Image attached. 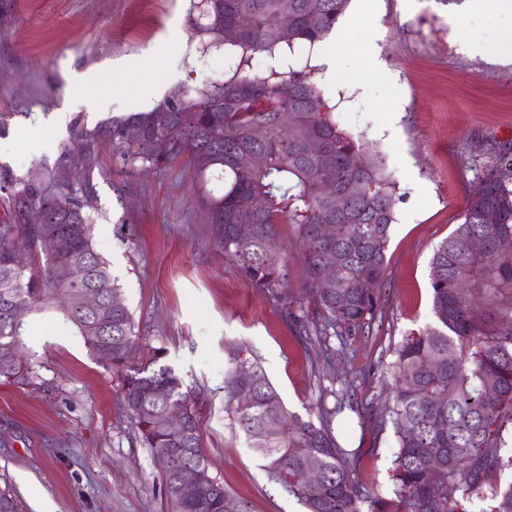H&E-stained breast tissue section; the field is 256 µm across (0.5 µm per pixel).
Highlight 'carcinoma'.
<instances>
[{
    "instance_id": "cac0c4a2",
    "label": "carcinoma",
    "mask_w": 512,
    "mask_h": 512,
    "mask_svg": "<svg viewBox=\"0 0 512 512\" xmlns=\"http://www.w3.org/2000/svg\"><path fill=\"white\" fill-rule=\"evenodd\" d=\"M349 0H200L196 22L208 47L224 48L229 60L224 79L202 89H187L149 112L115 117L108 130L80 129L75 143L87 162L95 160L102 136L112 141L122 166L164 168L183 154L197 164L201 184L222 183V193L205 192L218 243L241 274L277 299H286V262L281 257L279 225L295 224L309 277L305 291L323 314L309 321L291 312L307 336L324 344L323 366L335 368L330 339L346 338L369 324L377 312L385 252L396 207L402 199L397 183L381 158L342 130L314 80L313 55L332 32ZM294 15L292 36L284 40L278 20L283 9ZM279 55L280 69L250 71L256 53ZM262 127L261 138L254 133ZM321 142L325 158L309 153L307 144ZM259 154L264 164L245 159ZM474 188L462 222L434 250L430 262L434 323L392 350L396 377L392 403L385 413L397 434L393 478L395 497L369 492L330 429L336 407L353 385L349 372L325 376L316 410L318 422L290 415L259 366H240L225 377L228 406L246 433L251 448L265 461L269 474L288 488L308 512H467L465 502L478 490L489 501L487 512H512V483L498 477L512 467L504 458L512 428V146L504 143L470 157ZM8 221L0 224V378L16 385L33 384V362L23 332H14L5 312L22 305L31 313L56 306L71 285L61 269L68 264L87 270L84 286L119 298L120 288L108 263L94 248L87 207L92 192L83 184L73 193L43 194L37 174L11 180ZM242 197L253 200L247 210ZM343 206H336V198ZM42 210L50 223L27 222ZM494 223L490 250L473 252L470 241ZM251 224L254 235L239 239L234 225ZM321 224H338L334 240L322 238ZM56 233L60 251L37 250L44 234ZM333 255L339 260L337 285L320 288L318 267ZM371 279L375 287L364 288ZM480 308L481 320L470 310ZM65 320L82 337L87 351L121 378L126 413L142 445L161 469L171 512H224L230 494L212 475L200 444L197 410L183 378L164 362L165 350L144 344L145 358L133 363L136 334L124 304L104 309L99 337L88 323L60 307ZM340 384L336 390L333 385ZM163 388L167 399L152 391ZM251 392L253 404L242 407L238 391ZM169 408L183 413L179 429L158 432L153 418ZM201 464V478L190 489L172 486L173 470L188 461ZM439 465L445 478L430 484L426 468ZM322 471L323 481L310 486L305 473ZM0 512H22L8 489H0Z\"/></svg>"
}]
</instances>
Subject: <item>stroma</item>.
<instances>
[{
  "label": "stroma",
  "mask_w": 512,
  "mask_h": 512,
  "mask_svg": "<svg viewBox=\"0 0 512 512\" xmlns=\"http://www.w3.org/2000/svg\"><path fill=\"white\" fill-rule=\"evenodd\" d=\"M198 0H0V221L5 184L47 165L45 191L91 183L93 243L108 262L140 340L165 348L199 412L210 470L251 512H306L274 482L233 421L224 378L260 366L289 412L311 418L321 346L300 334L282 302L256 288L217 244L190 155L162 169L117 165L102 139L92 169L74 148L79 129L104 130L134 112L141 90L124 67L147 62L156 103L222 78L220 49L198 52ZM338 31L336 81L324 96L337 124L380 157L401 202L390 229L378 311L337 353L355 372L354 397L331 422L362 484L392 495L396 447L380 410L392 397L390 347L430 323L429 264L460 223L473 189L467 152L512 143V61L471 55L512 26V0H350ZM105 70L113 93L76 89L89 107L62 129L28 135L63 105L71 75ZM65 166H58L62 151ZM288 296L309 318L307 268L296 225L281 227ZM34 383L0 381V487L24 512H168L159 468L141 444L120 378L93 359L55 310L24 319Z\"/></svg>",
  "instance_id": "35a3bbf8"
}]
</instances>
